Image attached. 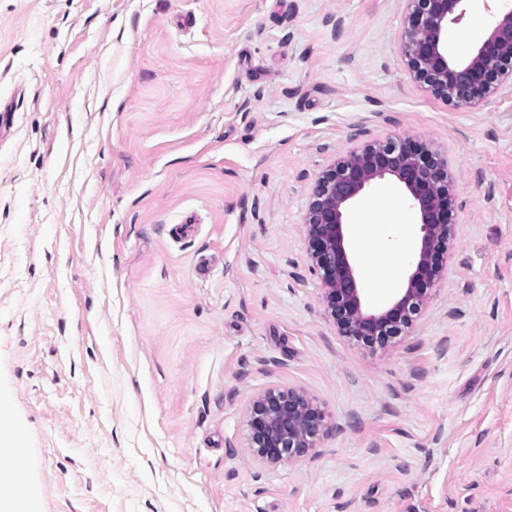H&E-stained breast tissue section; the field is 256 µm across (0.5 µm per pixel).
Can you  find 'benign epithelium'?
I'll return each mask as SVG.
<instances>
[{
  "mask_svg": "<svg viewBox=\"0 0 512 512\" xmlns=\"http://www.w3.org/2000/svg\"><path fill=\"white\" fill-rule=\"evenodd\" d=\"M404 58L413 78L432 96L471 107L512 80V6L501 10L465 56L448 52V25L460 22L465 0H409ZM393 180L416 209L421 244L407 287L386 308L370 310L347 234L351 210L375 182ZM448 161L423 142L389 138L366 143L336 159L316 179L306 215L312 269L338 332L363 346H385L404 335L441 277L450 234ZM248 444L262 463H282L314 447L323 415L294 390L271 388L247 409Z\"/></svg>",
  "mask_w": 512,
  "mask_h": 512,
  "instance_id": "1",
  "label": "benign epithelium"
}]
</instances>
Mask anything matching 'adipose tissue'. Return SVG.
<instances>
[{"mask_svg":"<svg viewBox=\"0 0 512 512\" xmlns=\"http://www.w3.org/2000/svg\"><path fill=\"white\" fill-rule=\"evenodd\" d=\"M399 208V202L392 196H380L360 212L351 228L352 236L361 250L380 246L389 255L386 264L366 267L365 277L368 283L381 282L394 287L399 282L402 265L411 247V236L407 227L387 221L388 212Z\"/></svg>","mask_w":512,"mask_h":512,"instance_id":"obj_1","label":"adipose tissue"}]
</instances>
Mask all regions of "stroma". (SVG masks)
<instances>
[{"instance_id": "obj_1", "label": "stroma", "mask_w": 512, "mask_h": 512, "mask_svg": "<svg viewBox=\"0 0 512 512\" xmlns=\"http://www.w3.org/2000/svg\"><path fill=\"white\" fill-rule=\"evenodd\" d=\"M408 13L0 0V427L36 512H512V86L432 97ZM390 136L447 157L453 226L413 328L368 348L325 311L305 215ZM271 387L326 424L276 465L247 448Z\"/></svg>"}]
</instances>
